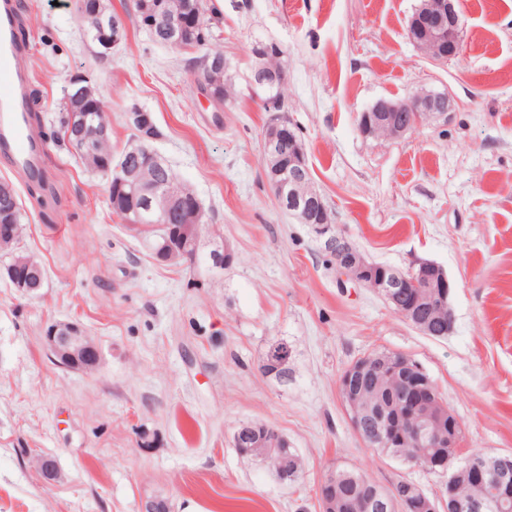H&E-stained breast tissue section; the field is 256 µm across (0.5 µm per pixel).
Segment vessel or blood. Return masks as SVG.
<instances>
[{"mask_svg":"<svg viewBox=\"0 0 512 512\" xmlns=\"http://www.w3.org/2000/svg\"><path fill=\"white\" fill-rule=\"evenodd\" d=\"M29 76L22 63L15 0H0V155L15 169H42L44 152L28 109Z\"/></svg>","mask_w":512,"mask_h":512,"instance_id":"obj_1","label":"vessel or blood"}]
</instances>
